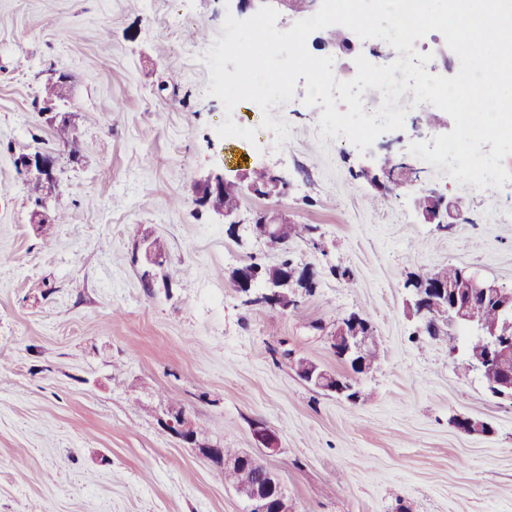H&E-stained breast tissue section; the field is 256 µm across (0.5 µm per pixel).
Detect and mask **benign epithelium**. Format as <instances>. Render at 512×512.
<instances>
[{"instance_id": "7a95c632", "label": "benign epithelium", "mask_w": 512, "mask_h": 512, "mask_svg": "<svg viewBox=\"0 0 512 512\" xmlns=\"http://www.w3.org/2000/svg\"><path fill=\"white\" fill-rule=\"evenodd\" d=\"M237 15L247 17L256 13L260 5L272 3L278 12L288 10L294 14L312 15L320 7L321 0H230ZM19 168L30 178L39 179L46 188V195L37 208L33 209L32 218L36 224L49 221L47 203L56 186L54 160L39 153L29 154L18 160ZM267 180L262 192L249 181V173H241L233 178L224 175V171L215 170L201 177L196 183L197 205L211 215L222 220L228 230L236 233L242 227L238 220V210L224 208V189L233 185L240 195L252 194L263 198L281 196L287 188L286 178L272 167H264ZM429 208L419 212L426 224L446 225L444 211L448 210V201L436 193L429 195ZM252 232L276 243L277 224L272 220L259 217L250 224ZM236 292L250 305L273 306L282 311L297 306V289L305 288V282L295 276L269 273L265 276L258 271L236 268L231 274ZM414 307L425 326L433 329L435 320L444 314H451L458 327L470 328L481 340L482 348L468 356L470 366L482 376L494 378L489 394L496 399L512 400V291L496 283L481 279L470 271L456 281L429 284L421 277L414 278ZM487 295L496 299L499 310L508 321L504 326H488L479 320L472 310L477 300ZM330 346L342 358L354 363L359 370L366 372L372 368L367 361V352L374 341L372 323L363 316L352 313L336 323L328 336ZM300 378L306 384L328 391L351 402L358 400V394L351 383L344 378L323 370L315 362H304ZM162 425L176 439L194 448L198 454L208 459L215 466L224 469L245 462L257 470L258 481L247 489L238 491L246 504V512H295L293 503L278 477L266 463V459L280 452L277 434L261 422L252 425L254 438L261 455L239 452L235 457L224 455V449L215 448L199 440L196 423L190 415L177 407L168 410L161 419ZM456 427L468 434H486L490 426L485 421L459 419Z\"/></svg>"}]
</instances>
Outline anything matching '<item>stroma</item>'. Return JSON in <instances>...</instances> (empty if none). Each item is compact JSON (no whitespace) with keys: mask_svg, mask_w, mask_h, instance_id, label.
I'll return each mask as SVG.
<instances>
[{"mask_svg":"<svg viewBox=\"0 0 512 512\" xmlns=\"http://www.w3.org/2000/svg\"><path fill=\"white\" fill-rule=\"evenodd\" d=\"M225 16L224 0H0V512H244L223 471L162 427L171 406L221 448L254 449L255 422L274 430L268 465L296 512H512V402L469 367L470 332L419 333L406 286L449 263L512 289V182L474 192L411 155L452 130L440 110L408 112L363 152L320 139L323 108L304 104L301 83L270 113L249 101L225 112L204 62ZM197 26L206 39L187 41ZM62 74L66 144L37 107ZM228 115L256 142L219 137ZM267 115L289 140L262 128ZM43 148L63 224H32L13 164ZM387 154L402 167L384 192L369 172ZM257 165L289 185L245 196L244 222L276 211L321 237L291 246L318 280L294 311L241 302L232 271L276 265L279 252L195 202L200 176ZM429 192L454 204L451 229L421 223L413 200ZM146 233L165 255L148 288ZM353 312L372 321L380 360L352 375L363 397L351 403L308 386L282 355L348 374L327 334ZM458 418L493 431L463 433Z\"/></svg>","mask_w":512,"mask_h":512,"instance_id":"obj_1","label":"stroma"}]
</instances>
